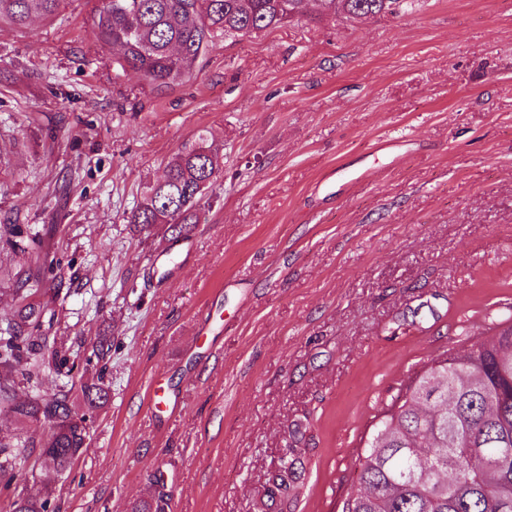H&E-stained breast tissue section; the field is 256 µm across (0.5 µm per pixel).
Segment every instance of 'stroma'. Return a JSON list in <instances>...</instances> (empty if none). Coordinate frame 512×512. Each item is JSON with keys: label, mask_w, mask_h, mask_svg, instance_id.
I'll use <instances>...</instances> for the list:
<instances>
[{"label": "stroma", "mask_w": 512, "mask_h": 512, "mask_svg": "<svg viewBox=\"0 0 512 512\" xmlns=\"http://www.w3.org/2000/svg\"><path fill=\"white\" fill-rule=\"evenodd\" d=\"M98 0L0 24V226H49L66 348L111 399L62 512H340L390 402L512 316V0L217 39L163 93L98 40ZM224 167L188 237L126 217L198 134ZM171 407H155V390ZM305 427L301 496L272 477Z\"/></svg>", "instance_id": "1"}]
</instances>
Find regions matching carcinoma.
<instances>
[{
  "label": "carcinoma",
  "instance_id": "cac0c4a2",
  "mask_svg": "<svg viewBox=\"0 0 512 512\" xmlns=\"http://www.w3.org/2000/svg\"><path fill=\"white\" fill-rule=\"evenodd\" d=\"M297 0H99L94 16L98 39L135 70L142 82L165 92L189 81L215 40L251 37L295 16ZM61 0H0V23L18 27L34 18L56 16ZM411 0H323L319 14L342 11L350 18L395 13ZM220 156L204 135L183 147L164 178L149 186L129 213L127 223L151 233L168 225L176 236L200 223L201 200L213 189ZM45 228L37 224L8 228L5 243L30 266L7 273L18 301L0 319V411L22 431L0 432V495L12 512H60L52 497L59 477L72 473L87 447L91 424L110 400L102 378L112 345L101 341L71 359L49 348L41 333L46 305L36 300L45 280L40 252ZM66 368L75 377L94 371V382L80 384L81 410L66 392L41 390L43 368ZM32 395L17 398L16 387ZM288 459L275 479L299 496L303 438L300 425L288 432ZM38 478L29 493L16 490L31 465ZM356 479L341 512H512V319L496 333H477L468 352L448 351L416 374L405 392L382 413L358 454ZM167 494L137 503L131 512H165Z\"/></svg>",
  "mask_w": 512,
  "mask_h": 512
}]
</instances>
